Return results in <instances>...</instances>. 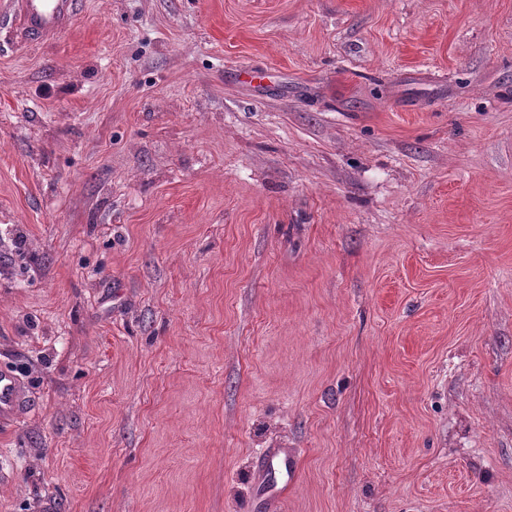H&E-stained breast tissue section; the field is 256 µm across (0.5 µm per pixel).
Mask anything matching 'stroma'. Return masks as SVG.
I'll return each instance as SVG.
<instances>
[{"instance_id": "obj_1", "label": "stroma", "mask_w": 512, "mask_h": 512, "mask_svg": "<svg viewBox=\"0 0 512 512\" xmlns=\"http://www.w3.org/2000/svg\"><path fill=\"white\" fill-rule=\"evenodd\" d=\"M0 370V512H512V0H0ZM20 21L27 39L38 44L63 32L76 15V0H19ZM21 394L17 379L9 372H0V421L15 419L20 411ZM296 465V456L291 448H270L267 461L258 464L259 497L265 511L279 510L278 503L285 486L278 487L271 482V472L277 468L288 480V476L295 472Z\"/></svg>"}]
</instances>
